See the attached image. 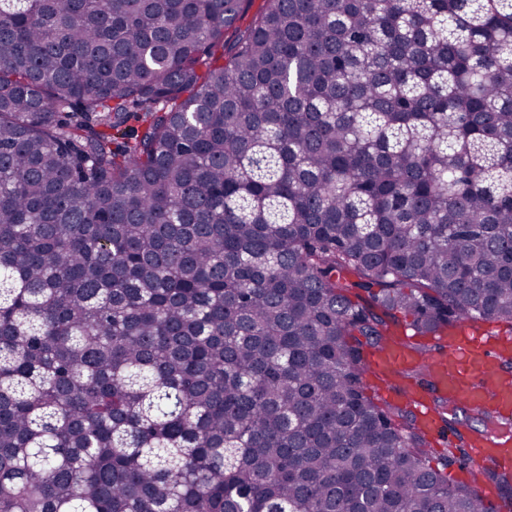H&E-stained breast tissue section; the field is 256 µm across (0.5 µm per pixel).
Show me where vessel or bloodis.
<instances>
[{"mask_svg": "<svg viewBox=\"0 0 512 512\" xmlns=\"http://www.w3.org/2000/svg\"><path fill=\"white\" fill-rule=\"evenodd\" d=\"M377 371L423 369L429 382L403 380L396 390L416 415L421 426L435 437L444 428L433 401L447 398L473 412L490 413L493 419H512V338L494 334L485 326H462L453 331L444 351H415L406 342L393 340L373 358ZM466 454L472 465L488 463L512 469V430L478 431L466 437Z\"/></svg>", "mask_w": 512, "mask_h": 512, "instance_id": "vessel-or-blood-1", "label": "vessel or blood"}]
</instances>
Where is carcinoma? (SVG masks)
<instances>
[{"label":"carcinoma","instance_id":"obj_1","mask_svg":"<svg viewBox=\"0 0 512 512\" xmlns=\"http://www.w3.org/2000/svg\"><path fill=\"white\" fill-rule=\"evenodd\" d=\"M250 4L0 0V512H493L364 353L512 333V0Z\"/></svg>","mask_w":512,"mask_h":512}]
</instances>
